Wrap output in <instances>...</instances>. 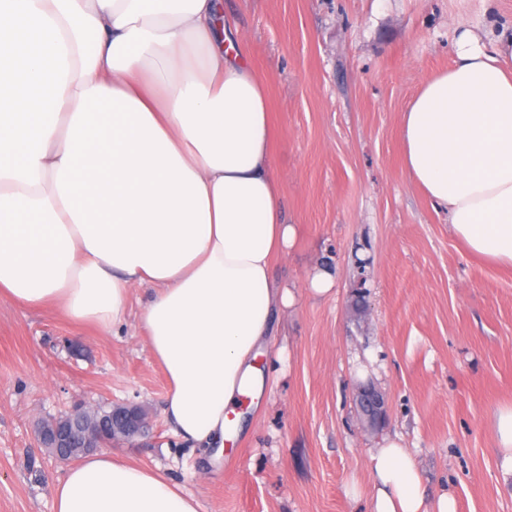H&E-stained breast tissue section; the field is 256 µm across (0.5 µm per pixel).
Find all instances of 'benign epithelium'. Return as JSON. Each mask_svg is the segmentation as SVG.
Returning <instances> with one entry per match:
<instances>
[{
    "label": "benign epithelium",
    "instance_id": "7a95c632",
    "mask_svg": "<svg viewBox=\"0 0 512 512\" xmlns=\"http://www.w3.org/2000/svg\"><path fill=\"white\" fill-rule=\"evenodd\" d=\"M359 396L369 417L384 413V398L376 390L363 387ZM144 425V413L136 405H111L105 412L92 414L76 407L64 416L41 422L37 434L42 447L55 460L65 462L119 438L138 436Z\"/></svg>",
    "mask_w": 512,
    "mask_h": 512
}]
</instances>
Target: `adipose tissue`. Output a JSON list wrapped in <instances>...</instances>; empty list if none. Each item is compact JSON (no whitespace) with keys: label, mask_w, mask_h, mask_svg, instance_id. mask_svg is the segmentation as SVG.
Listing matches in <instances>:
<instances>
[{"label":"adipose tissue","mask_w":512,"mask_h":512,"mask_svg":"<svg viewBox=\"0 0 512 512\" xmlns=\"http://www.w3.org/2000/svg\"><path fill=\"white\" fill-rule=\"evenodd\" d=\"M453 50L402 113L403 165L471 254L512 268V34L461 27ZM282 200L266 86L221 0H0V298L110 330L148 288L165 419L213 462L296 302L274 278L296 238ZM371 460L370 512H456L400 442ZM54 512L201 504L102 450L57 480Z\"/></svg>","instance_id":"1"}]
</instances>
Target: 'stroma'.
<instances>
[{
  "instance_id": "35a3bbf8",
  "label": "stroma",
  "mask_w": 512,
  "mask_h": 512,
  "mask_svg": "<svg viewBox=\"0 0 512 512\" xmlns=\"http://www.w3.org/2000/svg\"><path fill=\"white\" fill-rule=\"evenodd\" d=\"M268 88L272 152L297 237L276 263L295 306L259 361L262 405L222 464L189 452L163 414L168 383L135 319L110 331L0 300V512H53L66 469L40 420L135 403L145 435L110 452L160 470L202 512H369L370 455L398 439L427 497L512 512V270L471 256L403 166L402 112L452 58L457 26L512 28V0H222ZM335 276L315 297V265ZM386 400L368 427L356 393ZM360 498H352L351 484Z\"/></svg>"
}]
</instances>
